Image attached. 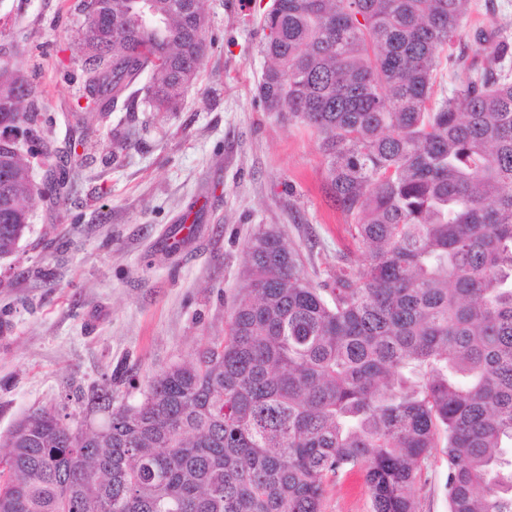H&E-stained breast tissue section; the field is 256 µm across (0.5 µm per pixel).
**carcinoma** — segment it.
I'll list each match as a JSON object with an SVG mask.
<instances>
[{
  "label": "carcinoma",
  "mask_w": 512,
  "mask_h": 512,
  "mask_svg": "<svg viewBox=\"0 0 512 512\" xmlns=\"http://www.w3.org/2000/svg\"><path fill=\"white\" fill-rule=\"evenodd\" d=\"M264 14V111L320 137L360 263L316 281L275 228L244 246L225 336L149 380L136 405L92 388L86 409L27 413L0 443V512H320L325 485L365 471L373 512H414L432 449L448 512H512V44L471 0H277ZM82 112L114 108L142 73L174 112L208 50L200 0H89ZM457 86L433 100L441 67ZM0 67V122L22 130L0 170V259L28 230L24 154L47 119ZM70 172L44 185L68 199ZM473 10L467 25L460 32L456 46L465 47L471 58L482 60L487 52L485 45L475 43L478 29L501 28L512 34V0H473Z\"/></svg>",
  "instance_id": "carcinoma-1"
}]
</instances>
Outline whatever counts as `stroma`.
Instances as JSON below:
<instances>
[{
	"instance_id": "stroma-1",
	"label": "stroma",
	"mask_w": 512,
	"mask_h": 512,
	"mask_svg": "<svg viewBox=\"0 0 512 512\" xmlns=\"http://www.w3.org/2000/svg\"><path fill=\"white\" fill-rule=\"evenodd\" d=\"M271 0H203L212 46L174 112L150 111L140 77L129 105L83 112L85 0H0V64L17 68L53 119L35 184L74 172L65 205L29 203V231L0 260V440L31 409L66 407L99 423L80 396L112 381L113 405L137 403L160 369L223 336L243 249L273 227L313 279L362 250L330 193L314 131L264 111L261 18ZM457 42L512 34V0H473ZM447 460L434 451L410 495L448 512ZM321 512H372L362 472L330 482Z\"/></svg>"
}]
</instances>
